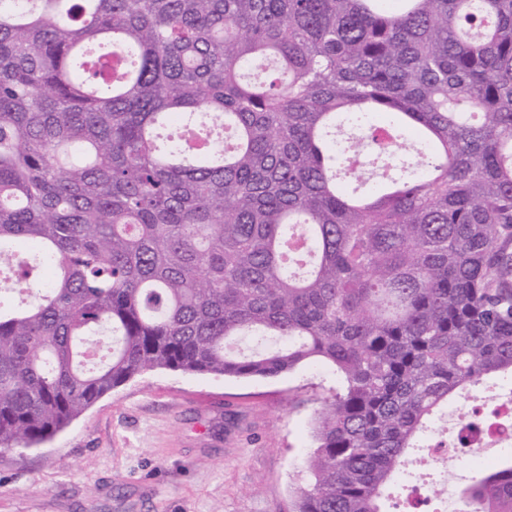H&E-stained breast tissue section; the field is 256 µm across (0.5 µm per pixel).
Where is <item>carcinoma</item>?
Wrapping results in <instances>:
<instances>
[{"mask_svg":"<svg viewBox=\"0 0 512 512\" xmlns=\"http://www.w3.org/2000/svg\"><path fill=\"white\" fill-rule=\"evenodd\" d=\"M0 271V451L150 371L319 362L293 512H381L512 374V0H0ZM462 493L512 512V464ZM417 458L418 448H414L410 451L407 457L406 465L400 470L399 474L387 487L385 494L386 500H384V510L395 512L392 508V502L394 501V498L401 492L402 485L419 472V466L416 463Z\"/></svg>","mask_w":512,"mask_h":512,"instance_id":"cac0c4a2","label":"carcinoma"}]
</instances>
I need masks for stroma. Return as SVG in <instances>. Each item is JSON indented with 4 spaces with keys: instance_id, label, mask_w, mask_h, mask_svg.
Returning a JSON list of instances; mask_svg holds the SVG:
<instances>
[{
    "instance_id": "35a3bbf8",
    "label": "stroma",
    "mask_w": 512,
    "mask_h": 512,
    "mask_svg": "<svg viewBox=\"0 0 512 512\" xmlns=\"http://www.w3.org/2000/svg\"><path fill=\"white\" fill-rule=\"evenodd\" d=\"M336 385L320 365L144 374L44 444L0 452V512H292L314 398Z\"/></svg>"
}]
</instances>
